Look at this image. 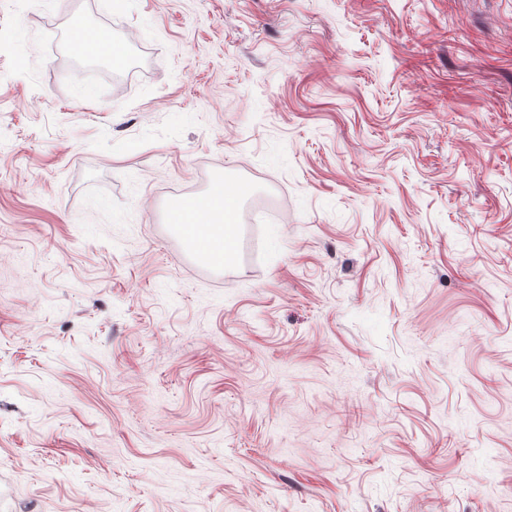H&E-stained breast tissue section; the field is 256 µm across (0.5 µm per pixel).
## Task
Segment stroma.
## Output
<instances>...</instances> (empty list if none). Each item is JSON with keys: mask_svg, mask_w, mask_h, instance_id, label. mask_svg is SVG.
<instances>
[{"mask_svg": "<svg viewBox=\"0 0 512 512\" xmlns=\"http://www.w3.org/2000/svg\"><path fill=\"white\" fill-rule=\"evenodd\" d=\"M0 512H512V0H0ZM199 198L182 204L175 225L201 259L224 264L228 257L226 243L236 234L235 199L227 192L223 180L213 183ZM216 242L222 246L219 255L212 249Z\"/></svg>", "mask_w": 512, "mask_h": 512, "instance_id": "stroma-1", "label": "stroma"}]
</instances>
